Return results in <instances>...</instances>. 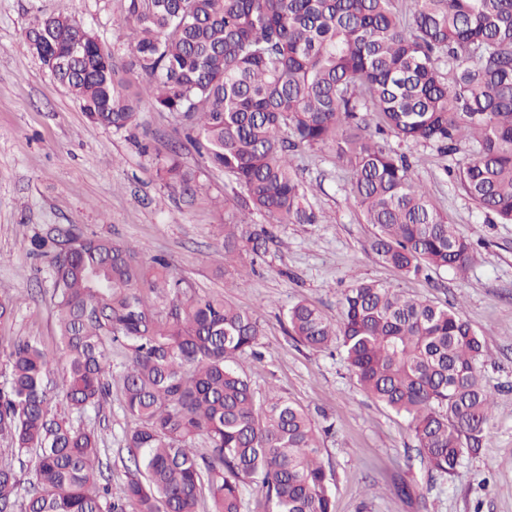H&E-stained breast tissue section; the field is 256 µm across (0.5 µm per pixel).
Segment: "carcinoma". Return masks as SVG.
<instances>
[{"instance_id": "1", "label": "carcinoma", "mask_w": 512, "mask_h": 512, "mask_svg": "<svg viewBox=\"0 0 512 512\" xmlns=\"http://www.w3.org/2000/svg\"><path fill=\"white\" fill-rule=\"evenodd\" d=\"M411 29L394 0H124V28L140 80L72 16L37 18L29 46L92 121L118 132L144 98L183 114L210 164L242 189L237 211L279 224L319 215L298 177L305 148H331L351 168L350 194L374 228L371 248L402 277L434 269L464 273L473 245L457 233L411 175L408 158L375 142H406L471 159L450 171L484 211L512 223V0H413ZM448 73L440 71V61ZM161 181L191 190L177 159ZM239 225H224V256ZM49 258L55 348L12 342L0 387V435L12 454L34 456V478L0 465V512H243L254 485L275 512H333L308 411L270 390L256 395L242 360L256 357L262 326L215 295L178 298L169 263L140 261V248L55 228L31 240ZM335 324L312 304L289 308L288 334L342 351L358 386L405 417L429 472L452 474L463 452L489 443L493 394L480 365L485 342L453 306L362 282L341 298ZM127 350L119 375L130 466L123 495L96 478L99 436L74 423L110 395L112 344ZM59 390L70 410L50 407ZM205 440L200 451L196 441Z\"/></svg>"}]
</instances>
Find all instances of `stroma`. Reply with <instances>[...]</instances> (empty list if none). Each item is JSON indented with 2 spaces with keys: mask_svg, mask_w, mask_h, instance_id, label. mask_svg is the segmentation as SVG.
<instances>
[{
  "mask_svg": "<svg viewBox=\"0 0 512 512\" xmlns=\"http://www.w3.org/2000/svg\"><path fill=\"white\" fill-rule=\"evenodd\" d=\"M52 14L74 17L119 65L133 59L128 42L115 39L123 0H0V297L14 308L0 322V343L54 339L52 273L47 259L31 252L35 234L74 226L135 243L144 264L168 260L182 291L218 293L255 311L262 356L246 372L256 391L276 389L330 426L321 459L335 483L334 512H512V224L485 215L455 185L450 172L469 161L470 147L448 156L431 145L384 139L409 158L414 179L474 243L478 261L466 276L433 270L404 280L382 264L370 247L373 227L350 197L351 171L327 148L296 157L318 223L273 224L253 215L228 259L218 228L235 211L233 177L187 139L180 113L157 111L150 100L126 130L90 121L27 41L34 18ZM173 152L194 174L190 193L166 188L156 174ZM255 237L266 241L257 255ZM370 281L459 305L487 342L482 371L495 395L491 441L479 455L463 454L450 477L428 476L405 420L363 394L340 355L312 350L286 332L288 307L306 301L336 322L341 292ZM84 423L102 435L103 474L120 495L124 436L134 425L120 394ZM401 484L409 496L395 495Z\"/></svg>",
  "mask_w": 512,
  "mask_h": 512,
  "instance_id": "obj_1",
  "label": "stroma"
}]
</instances>
